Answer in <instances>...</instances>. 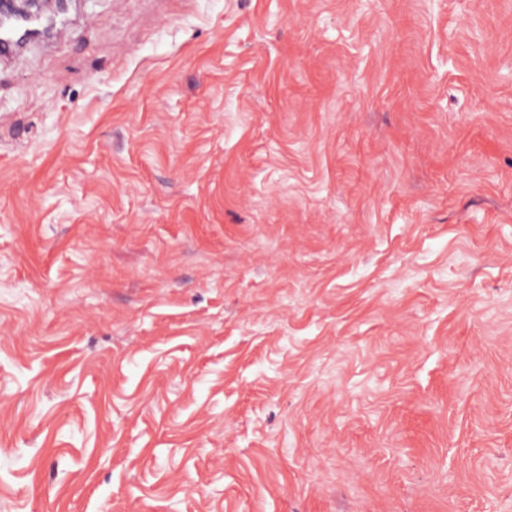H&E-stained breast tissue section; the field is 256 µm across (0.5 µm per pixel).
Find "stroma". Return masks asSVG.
Wrapping results in <instances>:
<instances>
[{"instance_id":"stroma-1","label":"stroma","mask_w":512,"mask_h":512,"mask_svg":"<svg viewBox=\"0 0 512 512\" xmlns=\"http://www.w3.org/2000/svg\"><path fill=\"white\" fill-rule=\"evenodd\" d=\"M0 512H512V0L0 64Z\"/></svg>"}]
</instances>
